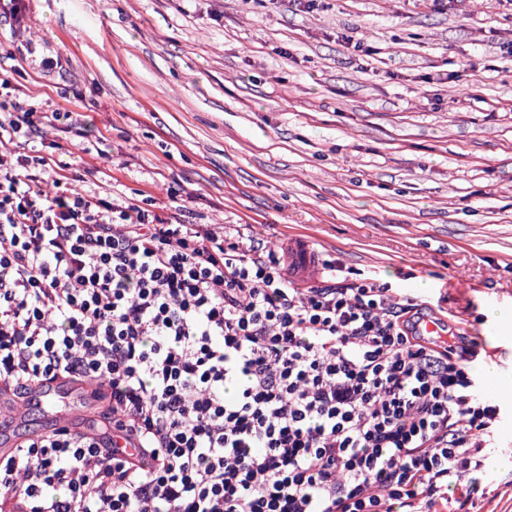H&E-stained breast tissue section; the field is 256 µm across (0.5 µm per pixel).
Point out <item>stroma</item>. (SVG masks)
<instances>
[{"label": "stroma", "instance_id": "stroma-1", "mask_svg": "<svg viewBox=\"0 0 512 512\" xmlns=\"http://www.w3.org/2000/svg\"><path fill=\"white\" fill-rule=\"evenodd\" d=\"M499 0H0V74L66 185L305 240L449 323L512 308V19ZM73 114L48 125L51 110ZM430 282L427 291L418 279ZM458 512H512V433Z\"/></svg>", "mask_w": 512, "mask_h": 512}]
</instances>
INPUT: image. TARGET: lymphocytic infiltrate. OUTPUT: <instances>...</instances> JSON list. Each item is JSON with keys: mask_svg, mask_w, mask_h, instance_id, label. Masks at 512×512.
Returning <instances> with one entry per match:
<instances>
[{"mask_svg": "<svg viewBox=\"0 0 512 512\" xmlns=\"http://www.w3.org/2000/svg\"><path fill=\"white\" fill-rule=\"evenodd\" d=\"M0 158V383L103 382L88 436L0 456V512H448L500 408L476 343L418 335L386 282L300 288L297 264Z\"/></svg>", "mask_w": 512, "mask_h": 512, "instance_id": "obj_1", "label": "lymphocytic infiltrate"}]
</instances>
